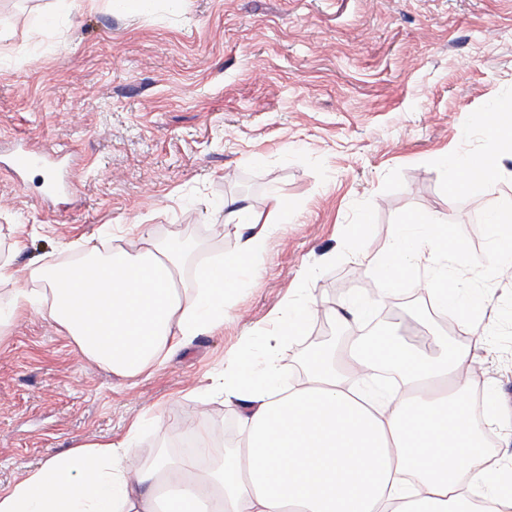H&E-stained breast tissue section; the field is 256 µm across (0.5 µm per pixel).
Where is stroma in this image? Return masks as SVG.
Masks as SVG:
<instances>
[{"label":"stroma","instance_id":"obj_1","mask_svg":"<svg viewBox=\"0 0 512 512\" xmlns=\"http://www.w3.org/2000/svg\"><path fill=\"white\" fill-rule=\"evenodd\" d=\"M61 27L36 33L46 16ZM512 96V0H158L142 15L114 0H0V258L72 264L86 241L133 249L141 228L192 241L181 280L237 247L224 223L235 200L258 211L288 201L253 288L236 293L219 332L128 381L87 360L34 310L0 336V491L79 440L133 439L142 463L195 429L217 445L237 424L211 386L224 362L275 352L299 378L307 339L273 341L272 318L304 301L315 267V320L376 278L393 225L419 213L487 257L485 213L512 181L450 192L441 158L478 152L476 113ZM67 146L73 182L50 197L51 169L10 165L17 142ZM373 222L342 248L362 207ZM332 261H325V254ZM456 277L487 289L499 324L471 374L512 417V276ZM407 341L424 329L468 348L462 323L403 293L375 312Z\"/></svg>","mask_w":512,"mask_h":512}]
</instances>
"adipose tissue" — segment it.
Listing matches in <instances>:
<instances>
[{"label":"adipose tissue","instance_id":"adipose-tissue-1","mask_svg":"<svg viewBox=\"0 0 512 512\" xmlns=\"http://www.w3.org/2000/svg\"><path fill=\"white\" fill-rule=\"evenodd\" d=\"M474 122L485 147L446 161L453 191L493 189L507 173L504 160H512V108L497 106ZM289 221L288 204L276 194L268 211L225 212L239 246L232 258L202 269L188 294L179 278L185 251L147 231L132 251L92 247L73 267L32 263L25 278L39 289L13 293L0 308V332L38 307L85 358L119 379L136 378L223 328L234 293L258 274L273 226ZM484 222L497 270L512 269V207L488 211ZM367 264L381 298L426 271L432 309L458 317L475 344L485 341L476 316L487 295L447 273L451 265L482 262L449 238L447 217L428 213L394 225L387 250ZM470 367L468 351L449 350L438 334L423 349L392 333L335 341L308 353L303 377L286 388L274 354L260 367L237 355L225 363L219 391L242 440L220 469L199 464L211 448L203 430L197 455L139 467L131 442L83 441L0 493V512H160L165 500L183 512H512V460L491 464L485 441L496 425L512 442V423L491 397L483 423L474 422ZM381 370L397 373L401 391L382 395L348 383L352 373Z\"/></svg>","mask_w":512,"mask_h":512}]
</instances>
